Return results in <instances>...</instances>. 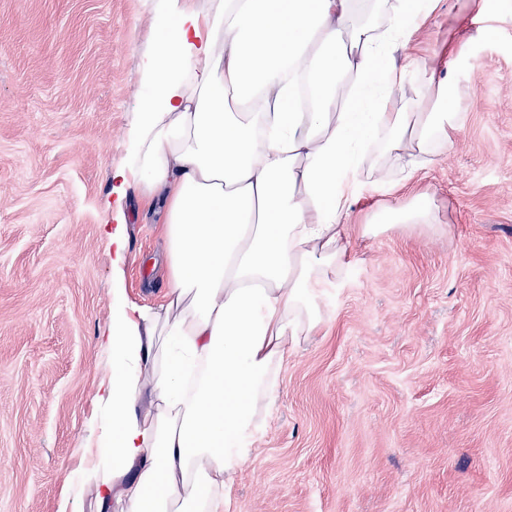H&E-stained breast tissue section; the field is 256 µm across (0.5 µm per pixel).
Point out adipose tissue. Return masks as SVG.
<instances>
[{
  "mask_svg": "<svg viewBox=\"0 0 512 512\" xmlns=\"http://www.w3.org/2000/svg\"><path fill=\"white\" fill-rule=\"evenodd\" d=\"M437 3L163 0L171 32L137 57L149 94L103 207L119 284L130 193L161 201L167 293L112 310L97 394L109 420L82 470L96 512H224L285 357L346 269L362 145L409 175L429 141L452 138L454 113L369 106L413 80L444 100L393 62Z\"/></svg>",
  "mask_w": 512,
  "mask_h": 512,
  "instance_id": "obj_1",
  "label": "adipose tissue"
}]
</instances>
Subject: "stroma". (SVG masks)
I'll use <instances>...</instances> for the list:
<instances>
[{
  "mask_svg": "<svg viewBox=\"0 0 512 512\" xmlns=\"http://www.w3.org/2000/svg\"><path fill=\"white\" fill-rule=\"evenodd\" d=\"M160 6L0 0V512H61L70 491L71 512H95L81 467L114 303L100 203ZM395 63L452 86L453 142L399 186L369 156L348 274L284 361L224 512H512V0H440ZM423 195L434 227L363 232ZM128 211L124 293L155 305L160 213Z\"/></svg>",
  "mask_w": 512,
  "mask_h": 512,
  "instance_id": "35a3bbf8",
  "label": "stroma"
}]
</instances>
